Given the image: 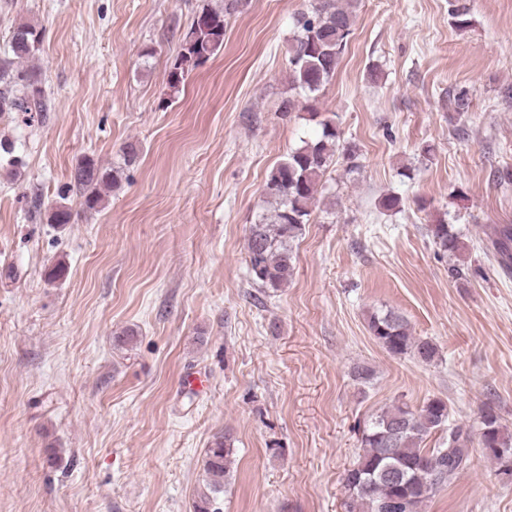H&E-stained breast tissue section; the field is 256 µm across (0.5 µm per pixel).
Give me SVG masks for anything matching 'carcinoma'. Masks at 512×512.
<instances>
[{
  "mask_svg": "<svg viewBox=\"0 0 512 512\" xmlns=\"http://www.w3.org/2000/svg\"><path fill=\"white\" fill-rule=\"evenodd\" d=\"M241 0H224L220 8L204 7L189 31L181 38L179 51L168 74L170 93L180 91L189 71L203 65L224 47L226 19ZM356 19V0H312L310 7L295 17L293 43L289 51V90L280 111L295 109L297 94H316L328 84L346 50ZM44 30L31 22L14 28L5 56L0 58V113L46 112L49 97L39 67L31 64L39 52ZM314 139L288 153L265 182L269 210L250 226L247 266L252 279L276 291L288 284L293 274V243L309 223L311 207L317 202L318 186L340 149V135L329 120L319 122ZM121 168L106 169L84 158L71 173V182L82 197L86 211L103 206L120 185ZM427 232L444 252L462 249L450 224H431ZM494 257L512 264V225L495 228L491 243ZM367 326L382 347L393 356L412 355L429 363L437 355L428 339L416 338L398 313L388 310L369 315ZM443 430L446 437L436 448L426 440ZM360 432L361 452L344 475L348 512H421L442 488L450 485L470 465L472 431L449 421L448 405L440 398L427 400L417 410L407 404L394 405L370 417ZM479 445L503 473H512V437L495 409L487 405L480 413ZM235 464L230 437L218 436L207 448L204 459L207 491L197 495L193 512H222L219 494Z\"/></svg>",
  "mask_w": 512,
  "mask_h": 512,
  "instance_id": "carcinoma-1",
  "label": "carcinoma"
}]
</instances>
